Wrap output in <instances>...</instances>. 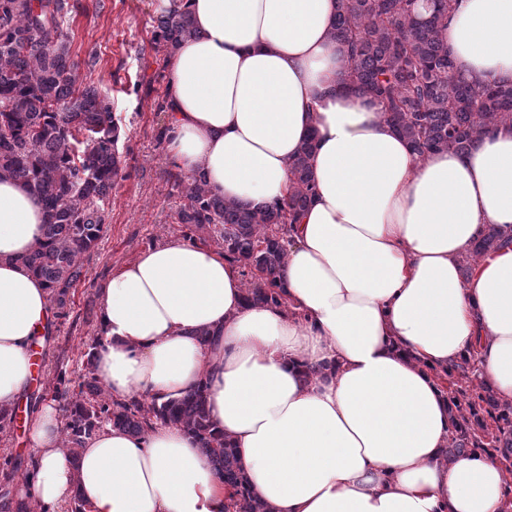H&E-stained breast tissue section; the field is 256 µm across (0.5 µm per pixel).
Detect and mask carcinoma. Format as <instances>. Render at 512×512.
I'll use <instances>...</instances> for the list:
<instances>
[{
  "instance_id": "obj_1",
  "label": "carcinoma",
  "mask_w": 512,
  "mask_h": 512,
  "mask_svg": "<svg viewBox=\"0 0 512 512\" xmlns=\"http://www.w3.org/2000/svg\"><path fill=\"white\" fill-rule=\"evenodd\" d=\"M454 0H337L330 39L347 48L346 86L384 106L387 121L423 156L432 151L467 152L489 130L512 126V83L475 87L455 75L441 30ZM68 0H0V180L28 186L40 199L43 236L18 262L49 289L54 318L68 315L70 290L80 281L83 261L98 246L106 204L121 178L119 118L112 101L94 85L77 83L79 62L62 24ZM196 35L191 13L174 5L153 17V44L172 56ZM312 143L305 142L291 164L288 196L250 205L213 194L202 175L180 182L186 203L178 212L187 237L204 232L244 268L250 302L279 305L281 272L288 257L285 226L311 203ZM512 240V226L488 224L461 263L463 276L480 256ZM84 353L78 390L66 369L56 366L54 394L65 399L62 447L77 458L85 441L106 424L134 434L152 420L180 426L199 440L229 491L234 512H273L254 497L224 436L215 432L204 391L177 400L129 403L112 400L92 370V349ZM456 436L449 455L470 452L468 416L476 402L452 399ZM504 439L494 451L512 454V405L499 410ZM0 512H36L30 503L0 490Z\"/></svg>"
}]
</instances>
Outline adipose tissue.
Listing matches in <instances>:
<instances>
[{"label":"adipose tissue","mask_w":512,"mask_h":512,"mask_svg":"<svg viewBox=\"0 0 512 512\" xmlns=\"http://www.w3.org/2000/svg\"><path fill=\"white\" fill-rule=\"evenodd\" d=\"M187 6L198 36L165 89L172 165L264 205L287 195L309 139L316 193L290 228L283 305L245 304L241 267L196 242L148 247L113 270L97 377L126 400L205 386L213 422L275 512H512L499 462L449 457L436 376L474 356L512 403V244L460 275L485 225H512V128L417 157L376 99L345 88V50L329 37L336 0ZM443 38L470 83L512 80V0H455ZM43 222L26 185L0 180L1 406L27 387L52 316L43 282L18 262ZM28 429L35 466L18 490L42 512L76 495L86 512H226L223 481L176 425L105 426L76 463L56 403Z\"/></svg>","instance_id":"ef3b65f1"}]
</instances>
